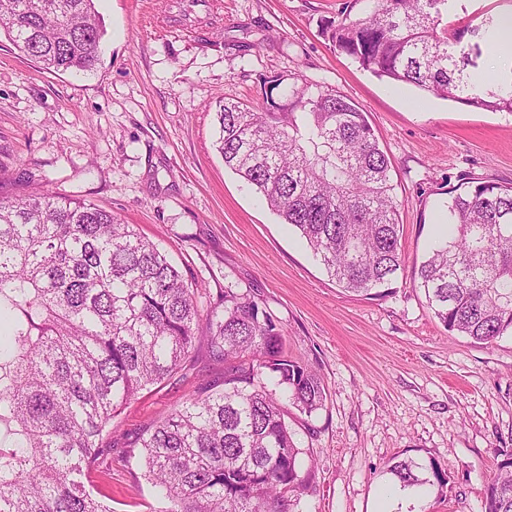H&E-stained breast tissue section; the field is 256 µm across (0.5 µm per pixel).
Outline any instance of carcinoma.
Masks as SVG:
<instances>
[{"label": "carcinoma", "mask_w": 512, "mask_h": 512, "mask_svg": "<svg viewBox=\"0 0 512 512\" xmlns=\"http://www.w3.org/2000/svg\"><path fill=\"white\" fill-rule=\"evenodd\" d=\"M358 0L323 21L334 48L379 78L492 112H512V46L495 83L480 73L501 17L452 28L459 0ZM53 72L100 61L95 0H0V35ZM270 107L218 105L225 168L260 193L347 292L380 296L399 270L391 162L365 112L338 91L261 78ZM448 232L416 270L450 333L488 344L512 333V186L448 190ZM0 512H112L82 477L106 464L104 434L141 391L183 373L200 350L224 364L223 388L180 400L130 444L163 493L158 512H292L310 481L288 411L323 409L320 374L285 351L256 297L224 287L204 305L155 244L91 202L34 193L0 198ZM389 473L403 489L432 477L412 459ZM482 512H512V451L484 489Z\"/></svg>", "instance_id": "cac0c4a2"}]
</instances>
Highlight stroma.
<instances>
[{
  "mask_svg": "<svg viewBox=\"0 0 512 512\" xmlns=\"http://www.w3.org/2000/svg\"><path fill=\"white\" fill-rule=\"evenodd\" d=\"M341 0H95L101 61L52 72L0 38V196L85 200L165 250L202 298L250 290L289 355L317 370L326 402L292 416L314 464L295 512H481L512 450V335L489 345L448 333L414 283L442 237L447 191L512 185V113L395 85L322 35ZM337 90L366 114L391 161L402 265L383 297L349 296L305 241L224 166L216 108L267 103L262 75ZM222 366L142 391L104 445L111 468L84 483L113 512H154L158 490L127 461L130 442ZM436 464L427 489L396 487L394 459Z\"/></svg>",
  "mask_w": 512,
  "mask_h": 512,
  "instance_id": "1",
  "label": "stroma"
}]
</instances>
